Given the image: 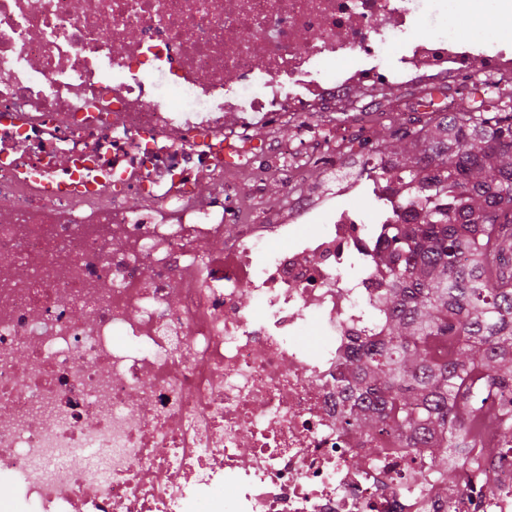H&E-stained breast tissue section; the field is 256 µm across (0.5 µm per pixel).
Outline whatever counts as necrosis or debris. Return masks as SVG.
I'll return each mask as SVG.
<instances>
[{
  "mask_svg": "<svg viewBox=\"0 0 512 512\" xmlns=\"http://www.w3.org/2000/svg\"><path fill=\"white\" fill-rule=\"evenodd\" d=\"M438 3L469 37L423 35L426 0H0L13 512H394L336 425L399 214L369 133L512 88V53L477 23L512 0ZM388 84L416 92L356 109V88ZM344 111L354 127L270 137ZM283 172L276 207L261 189Z\"/></svg>",
  "mask_w": 512,
  "mask_h": 512,
  "instance_id": "obj_1",
  "label": "necrosis or debris"
}]
</instances>
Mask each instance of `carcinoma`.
Returning <instances> with one entry per match:
<instances>
[{"label": "carcinoma", "mask_w": 512, "mask_h": 512, "mask_svg": "<svg viewBox=\"0 0 512 512\" xmlns=\"http://www.w3.org/2000/svg\"><path fill=\"white\" fill-rule=\"evenodd\" d=\"M387 131L376 177L414 222L385 225L382 321L336 370V423L365 465L399 451L423 512H458L462 472L492 503L512 468V93Z\"/></svg>", "instance_id": "obj_1"}]
</instances>
